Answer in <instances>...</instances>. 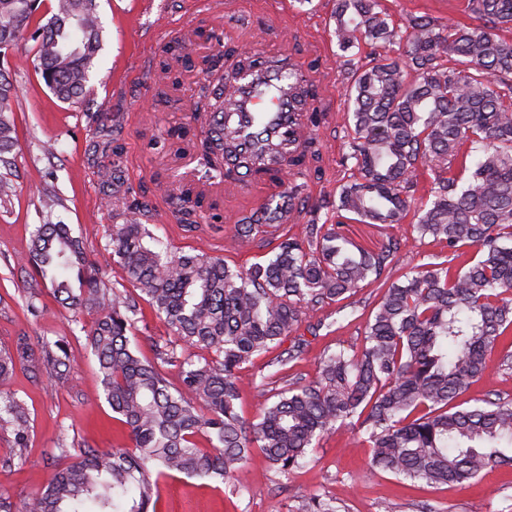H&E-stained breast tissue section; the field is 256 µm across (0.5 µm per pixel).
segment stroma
<instances>
[{
    "instance_id": "1",
    "label": "stroma",
    "mask_w": 512,
    "mask_h": 512,
    "mask_svg": "<svg viewBox=\"0 0 512 512\" xmlns=\"http://www.w3.org/2000/svg\"><path fill=\"white\" fill-rule=\"evenodd\" d=\"M238 12L221 24L210 23L200 0H97L103 42L83 98L64 103L46 87L33 67L34 44L19 42L0 55V73L15 86L13 118L16 144L11 153L15 166L11 179L16 191L0 205V347L14 345L26 333L35 351L55 341L67 340L73 367L67 378L45 384L24 369L0 381V391L25 400L29 408V432L25 447H18L11 431L0 430V493L20 502L36 497L58 466L59 442L84 448L129 446L126 431L112 417L98 376L97 361L86 336L97 318L95 310L72 313L57 302L49 282L37 280L22 259L35 227L44 222L69 225L85 245L90 261L98 264L107 287L132 293L121 268L110 260L105 246L113 225L124 223L122 210H109L104 194L93 179L91 159L95 112H109L119 119L113 134L122 154L124 175L133 196L145 206L142 218L151 236L171 252L204 253L221 257L232 267H248L263 261L265 250L239 247L236 225L255 210L251 194L221 201V221L200 214L198 227L186 230L174 192L179 174L174 160L189 151L200 136L192 106L204 81L202 61L226 64L236 60L239 33L250 35L253 55L275 53L277 36L268 28L276 0H239ZM286 19L292 28L289 49L315 75L314 106L322 113L313 130V144L298 174L283 179L274 197L290 202L302 219L317 216L319 223H340L350 240L376 250L387 241L398 242L389 272L398 280L412 268L449 261L457 268L471 261L472 248H461L456 257L446 249L417 239L412 218L397 224H366L338 220L339 187L351 170L344 164L347 141L344 59L333 35L334 0H291ZM391 19L404 24L412 15L430 14L445 22L472 23L466 0H383ZM193 20L202 30L185 58L171 69L177 82L159 93L148 75L160 68L164 46H177L174 38L162 36L167 24ZM220 33L212 41L210 33ZM53 152H45V145ZM37 291L42 312L26 310L30 291ZM382 293L378 286L350 296L346 307L335 304L314 312L296 335L305 341L299 359L279 374H272L273 353L258 356L242 369L237 384L239 411L245 420H255L260 411V386L276 393L293 382L316 379L319 356L342 348L359 349L366 321ZM333 323V330L320 328V321ZM169 326L149 306L142 305L131 333V344L142 359L155 357L154 348L173 342ZM501 397L512 400V370L503 369L500 354L488 359L485 376L473 383L463 399L478 405ZM370 448L363 433L342 425L325 434L309 453L305 464L292 475L276 472L262 453L227 482L178 474L160 480L159 512H302L312 497L329 496L337 512H420L431 505L434 512H512V469L484 471L463 485L434 486L410 482L384 471L369 472Z\"/></svg>"
}]
</instances>
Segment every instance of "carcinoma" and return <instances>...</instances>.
<instances>
[{
	"label": "carcinoma",
	"instance_id": "obj_1",
	"mask_svg": "<svg viewBox=\"0 0 512 512\" xmlns=\"http://www.w3.org/2000/svg\"><path fill=\"white\" fill-rule=\"evenodd\" d=\"M482 26L445 24L428 15L394 23L382 0H335L341 50L363 45L401 47L348 71L347 149L351 181L340 186L336 210L368 224H397L414 212L417 238L456 253L472 247L478 259L454 270L444 263L416 268L382 292L365 325L358 351L324 353L317 380L294 383L264 396L258 418L237 410V374L253 358L280 345L324 304L382 280L393 245L355 248L337 224L312 219L297 235L267 238L290 208L268 203L237 225L243 246L270 249L248 268L206 254L172 255L145 244L136 217L112 227L113 262L139 290L138 297L104 286L82 242L66 224H40L26 262L50 281L53 295L99 317L87 336L96 357L104 399L129 432L131 447L69 448L61 443L45 490L18 504L0 494V512H157L162 477L230 480L260 450L284 476L300 468L320 437L353 420L365 431L374 470L411 481L464 484L495 466L512 467V401L456 403L485 373L488 357L512 329V43L494 30L512 29V0H467ZM39 0H0V47L35 42L34 68L59 100L85 93L100 50L96 0H57L46 24L34 22ZM15 90L0 74V163L14 145L10 114ZM93 149L109 158L92 174L106 201L129 208L131 188L112 126L98 123ZM206 163L215 169L224 152L238 157L232 172L257 171L235 145L202 130ZM434 174L430 204L411 210L419 167ZM183 211L203 201L182 190ZM80 280L74 291L67 273ZM164 317L176 341L212 356L183 357L176 347L142 360L128 332L138 299ZM37 357L29 337L0 349V379L21 366L33 377H61L72 367L65 344ZM181 367L173 390L163 367ZM0 428L22 446L28 408L0 392ZM211 444L200 448L195 437Z\"/></svg>",
	"mask_w": 512,
	"mask_h": 512
}]
</instances>
